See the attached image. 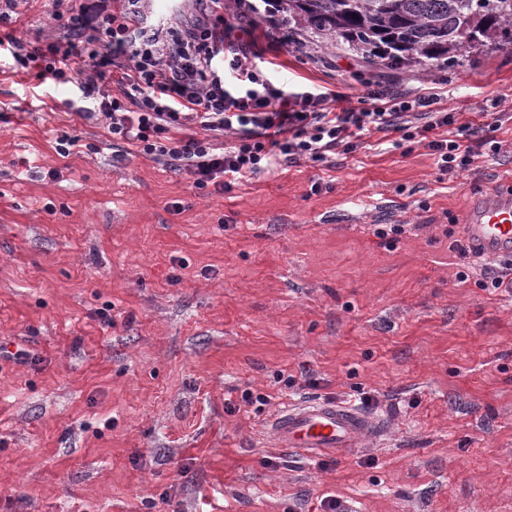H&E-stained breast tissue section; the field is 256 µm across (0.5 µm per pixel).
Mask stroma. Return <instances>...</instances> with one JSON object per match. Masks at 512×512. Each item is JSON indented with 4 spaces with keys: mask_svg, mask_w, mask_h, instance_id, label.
I'll return each instance as SVG.
<instances>
[{
    "mask_svg": "<svg viewBox=\"0 0 512 512\" xmlns=\"http://www.w3.org/2000/svg\"><path fill=\"white\" fill-rule=\"evenodd\" d=\"M38 0L15 36L58 35ZM280 77L359 99L438 94L470 170L364 132L355 150L235 184L113 146L77 87L0 66V512H512V263L460 257L472 196L512 184V49L395 65L224 0ZM81 152L63 157L62 136ZM406 231L391 233L393 225ZM384 434L339 455L275 447L284 406L362 404ZM266 403H258V396Z\"/></svg>",
    "mask_w": 512,
    "mask_h": 512,
    "instance_id": "35a3bbf8",
    "label": "stroma"
}]
</instances>
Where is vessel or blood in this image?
<instances>
[{
	"label": "vessel or blood",
	"instance_id": "obj_1",
	"mask_svg": "<svg viewBox=\"0 0 512 512\" xmlns=\"http://www.w3.org/2000/svg\"><path fill=\"white\" fill-rule=\"evenodd\" d=\"M461 234L479 256L512 254V189L494 185L478 195ZM269 430L277 447L315 457L358 447L382 426L355 404L306 400L279 410Z\"/></svg>",
	"mask_w": 512,
	"mask_h": 512
}]
</instances>
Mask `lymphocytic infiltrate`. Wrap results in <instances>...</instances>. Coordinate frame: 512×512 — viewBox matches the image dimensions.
I'll return each instance as SVG.
<instances>
[{"label": "lymphocytic infiltrate", "mask_w": 512, "mask_h": 512, "mask_svg": "<svg viewBox=\"0 0 512 512\" xmlns=\"http://www.w3.org/2000/svg\"><path fill=\"white\" fill-rule=\"evenodd\" d=\"M56 2L62 33L44 44L0 38V59L39 81L75 84L113 140L190 175L201 190L231 189L276 163L327 162L336 150L351 152L365 130L423 144L451 174L469 170L479 149H499L411 90L383 89L370 106L352 107L335 105L331 93L275 86L246 43L230 38L222 0H197L192 25L163 32L147 25L135 0ZM114 83L121 96L112 95ZM190 124L203 137L182 135ZM451 125L454 138H442Z\"/></svg>", "instance_id": "obj_1"}]
</instances>
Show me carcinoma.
Instances as JSON below:
<instances>
[{"instance_id":"1","label":"carcinoma","mask_w":512,"mask_h":512,"mask_svg":"<svg viewBox=\"0 0 512 512\" xmlns=\"http://www.w3.org/2000/svg\"><path fill=\"white\" fill-rule=\"evenodd\" d=\"M295 25L402 65L512 44V0H266Z\"/></svg>"}]
</instances>
